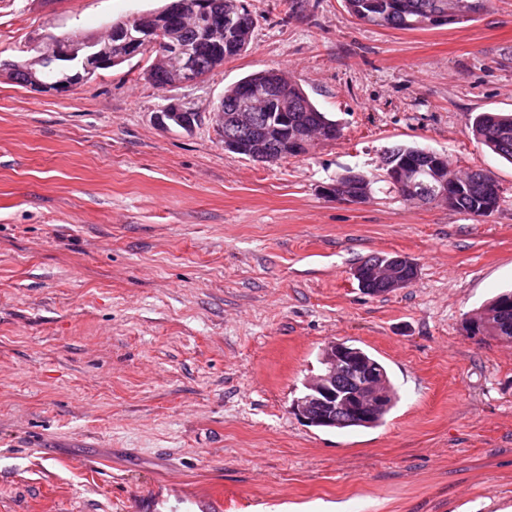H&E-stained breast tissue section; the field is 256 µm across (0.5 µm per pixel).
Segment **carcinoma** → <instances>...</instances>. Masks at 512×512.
Wrapping results in <instances>:
<instances>
[{"label":"carcinoma","instance_id":"1","mask_svg":"<svg viewBox=\"0 0 512 512\" xmlns=\"http://www.w3.org/2000/svg\"><path fill=\"white\" fill-rule=\"evenodd\" d=\"M208 4L219 3L224 13V38L219 41L208 39L202 27L189 20H179L164 35V40L182 49L181 55H197L203 64V74L212 72L245 51L249 45L253 18L243 4V0H206ZM489 0H344L348 12L359 21L374 26L415 31L461 24L475 19L485 10ZM138 33L134 26L125 22L112 25V32L104 39L66 38L70 43L82 46L78 54L69 59H58L50 64L43 62L15 66L13 79L21 85L29 80L30 70L44 83H57L68 75L81 72L85 77L92 76L103 66L95 63L91 55L104 44L111 46L112 65L117 66L148 49L140 48L135 42ZM288 104L283 124L287 133L278 145L270 149L274 161L287 157H298L318 142L335 141L341 135L336 121L319 110L303 88L291 77L279 70H267L249 75L224 91V97L214 107L216 112H224L228 117L241 106H252L259 114L278 119L281 105ZM469 133L478 143L493 153L512 162V115L501 112H481L473 117ZM417 147H397L387 152L383 158V170H389L405 155L420 154ZM490 172L468 170L464 172L448 169V193L453 196L449 208L478 216L492 214L499 207L500 197L495 190L487 188ZM429 174H418L414 183L407 184L402 198L408 202L431 203L433 198L424 187ZM512 296L504 292L481 309L475 319L483 336L512 339V311L503 312L502 303Z\"/></svg>","mask_w":512,"mask_h":512}]
</instances>
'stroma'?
<instances>
[{
	"label": "stroma",
	"instance_id": "stroma-1",
	"mask_svg": "<svg viewBox=\"0 0 512 512\" xmlns=\"http://www.w3.org/2000/svg\"><path fill=\"white\" fill-rule=\"evenodd\" d=\"M169 0H0V60L46 35L100 37ZM248 49L191 86L137 56L62 93L0 75V512H512V342L466 326L512 289V163L472 140L512 112V0L399 31L343 0H244ZM277 68L341 136L273 164L224 147V91ZM203 119L165 129L163 105ZM397 146L501 188L479 217L383 182ZM361 205L323 188L346 170ZM417 265L366 294L361 259ZM386 367L378 427L291 406L325 345ZM156 56L157 52L152 51V55ZM153 57V59H154ZM153 59L149 66L145 69L144 79L150 83L152 86L158 89L165 88L169 78L172 79V84L178 85H192L195 84L199 78L194 77L193 71L196 68L194 63L191 60H187L184 64L183 68L180 71L174 72L170 77L168 76V71L164 70H154L152 69ZM341 178H343L346 185L343 186L337 181L327 184L324 187L327 196L351 204L364 203L370 197L373 183L369 181V186L366 181L360 180V175L356 171H347L340 175Z\"/></svg>",
	"mask_w": 512,
	"mask_h": 512
}]
</instances>
